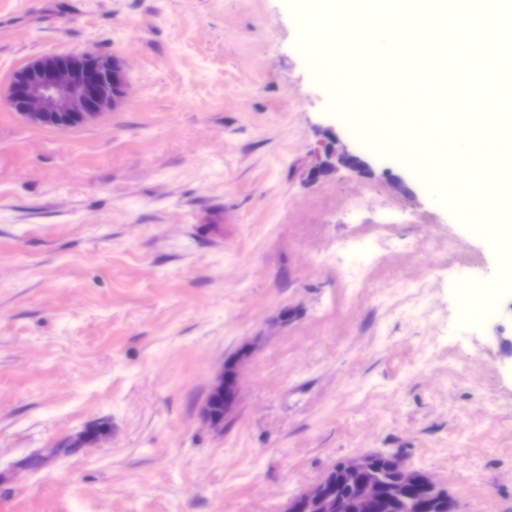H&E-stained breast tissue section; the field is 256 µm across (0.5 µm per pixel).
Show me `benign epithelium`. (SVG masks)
Here are the masks:
<instances>
[{
    "label": "benign epithelium",
    "mask_w": 512,
    "mask_h": 512,
    "mask_svg": "<svg viewBox=\"0 0 512 512\" xmlns=\"http://www.w3.org/2000/svg\"><path fill=\"white\" fill-rule=\"evenodd\" d=\"M127 79L115 57L99 51L46 54L19 67L10 78L6 104L28 123L69 129L97 121L127 94ZM352 172L371 169L368 162L347 152L331 153ZM403 480L428 493L448 494V489L427 473L404 461L396 462ZM320 479L288 500L283 512H303L311 502L320 512H340V504L324 495Z\"/></svg>",
    "instance_id": "1"
}]
</instances>
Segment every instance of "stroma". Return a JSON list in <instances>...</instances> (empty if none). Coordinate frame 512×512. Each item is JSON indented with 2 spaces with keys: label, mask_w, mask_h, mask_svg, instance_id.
I'll list each match as a JSON object with an SVG mask.
<instances>
[{
  "label": "stroma",
  "mask_w": 512,
  "mask_h": 512,
  "mask_svg": "<svg viewBox=\"0 0 512 512\" xmlns=\"http://www.w3.org/2000/svg\"><path fill=\"white\" fill-rule=\"evenodd\" d=\"M122 60L129 96L66 130L6 105L48 53ZM301 47L293 0H0V512H281L335 463L379 450L465 512H512V294ZM381 241L357 270L340 249ZM223 433L201 409L239 350ZM40 468L19 460L93 427Z\"/></svg>",
  "instance_id": "obj_1"
}]
</instances>
